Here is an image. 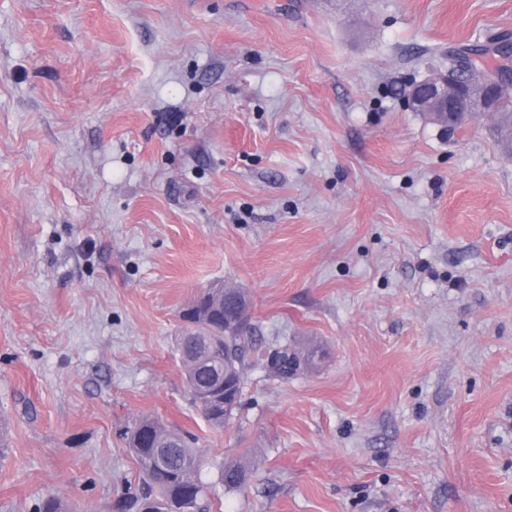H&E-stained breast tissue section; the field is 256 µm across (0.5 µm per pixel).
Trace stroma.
<instances>
[{
    "mask_svg": "<svg viewBox=\"0 0 512 512\" xmlns=\"http://www.w3.org/2000/svg\"><path fill=\"white\" fill-rule=\"evenodd\" d=\"M491 34L512 0H0V512H122L141 415L219 512H512V155L407 102ZM218 282L258 337L221 430L175 354ZM275 350L271 354V359H268V366L273 373L281 378H288V376L294 374L300 367L301 361L304 362V365L313 362L318 353L315 348L298 350L295 347L288 346V344ZM254 472L252 461L248 456L242 455L239 459L224 462L220 470V479L225 490L234 492L242 489Z\"/></svg>",
    "mask_w": 512,
    "mask_h": 512,
    "instance_id": "obj_1",
    "label": "stroma"
}]
</instances>
